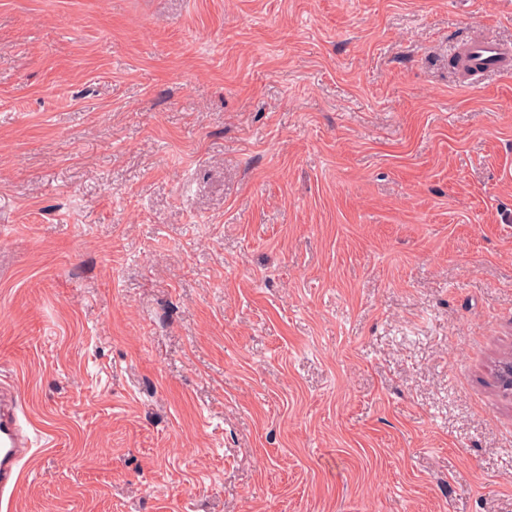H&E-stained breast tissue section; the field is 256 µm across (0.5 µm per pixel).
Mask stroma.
Returning a JSON list of instances; mask_svg holds the SVG:
<instances>
[{
    "mask_svg": "<svg viewBox=\"0 0 512 512\" xmlns=\"http://www.w3.org/2000/svg\"><path fill=\"white\" fill-rule=\"evenodd\" d=\"M512 0H0L15 512H512ZM470 77L478 78L487 73L510 75L512 52L506 51L496 40L483 37L467 43L461 50Z\"/></svg>",
    "mask_w": 512,
    "mask_h": 512,
    "instance_id": "35a3bbf8",
    "label": "stroma"
}]
</instances>
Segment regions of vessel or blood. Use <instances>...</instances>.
<instances>
[{
	"label": "vessel or blood",
	"mask_w": 512,
	"mask_h": 512,
	"mask_svg": "<svg viewBox=\"0 0 512 512\" xmlns=\"http://www.w3.org/2000/svg\"><path fill=\"white\" fill-rule=\"evenodd\" d=\"M462 54L471 77L512 73V52L483 37L467 43ZM19 382H0V512H13V495L34 457L27 434L33 425L24 408Z\"/></svg>",
	"instance_id": "b4317fda"
}]
</instances>
